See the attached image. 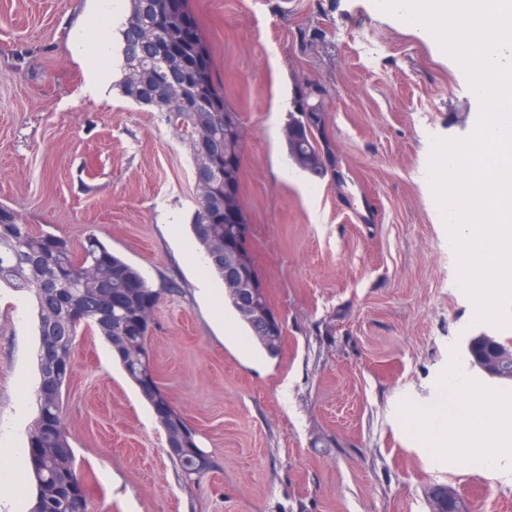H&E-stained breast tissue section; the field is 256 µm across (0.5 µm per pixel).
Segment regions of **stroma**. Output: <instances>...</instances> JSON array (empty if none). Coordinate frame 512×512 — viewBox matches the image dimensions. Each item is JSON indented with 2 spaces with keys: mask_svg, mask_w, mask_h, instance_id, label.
Returning a JSON list of instances; mask_svg holds the SVG:
<instances>
[{
  "mask_svg": "<svg viewBox=\"0 0 512 512\" xmlns=\"http://www.w3.org/2000/svg\"><path fill=\"white\" fill-rule=\"evenodd\" d=\"M245 127L248 244L284 326L276 356L205 301L187 147L160 112L83 91L72 53L103 37L89 0H0V205L80 248L96 233L155 288L152 362L217 463L184 486L151 406L104 339L80 328L63 405L89 512H429L445 485L473 512H512L495 471L432 454L409 424L461 367L475 322L430 181L432 143L464 139L481 104L436 39L375 0H190ZM322 90L327 177L287 175L296 89ZM37 318L0 290V433L20 476L36 412Z\"/></svg>",
  "mask_w": 512,
  "mask_h": 512,
  "instance_id": "1",
  "label": "stroma"
}]
</instances>
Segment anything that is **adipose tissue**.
Returning <instances> with one entry per match:
<instances>
[{
  "label": "adipose tissue",
  "instance_id": "obj_1",
  "mask_svg": "<svg viewBox=\"0 0 512 512\" xmlns=\"http://www.w3.org/2000/svg\"><path fill=\"white\" fill-rule=\"evenodd\" d=\"M467 376L449 370L435 402L425 409L433 444L447 445L449 456L480 458L484 467H497L512 458V404L492 397L480 404L471 399Z\"/></svg>",
  "mask_w": 512,
  "mask_h": 512
}]
</instances>
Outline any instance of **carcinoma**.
Masks as SVG:
<instances>
[{"label": "carcinoma", "mask_w": 512, "mask_h": 512, "mask_svg": "<svg viewBox=\"0 0 512 512\" xmlns=\"http://www.w3.org/2000/svg\"><path fill=\"white\" fill-rule=\"evenodd\" d=\"M120 46L122 64L116 86L132 102L166 115L189 149L194 166H210L213 180L197 190L192 217L193 241L219 278L241 269L262 282L246 245L224 247L227 224L247 223L241 198L242 136L239 115L227 103L224 86L214 76L211 54L203 41L189 0H123ZM309 85L297 90V113L284 136L293 165L314 180L323 179L331 148L323 135L325 112L310 103ZM197 107L182 111L181 92ZM232 194L224 196V183ZM30 296L37 309L39 382L36 415L27 441H40L43 453L26 459L24 468L34 485L26 512H88L87 494L63 415L67 376L53 375L49 359L58 353L71 358L82 326L94 328L110 344L127 376L153 407L165 436L178 443L168 454L186 483L214 468L213 460L196 467L195 456L207 451L197 436L183 438L190 424L160 389L151 363L150 341L155 313L142 310L141 288L149 283L141 272L103 244L94 233L85 237L80 257L68 241L50 232L36 233L8 206H0V287ZM224 299L237 313L251 341L274 356L280 350L283 326L269 330L255 322L244 300L232 288Z\"/></svg>", "instance_id": "obj_1"}]
</instances>
